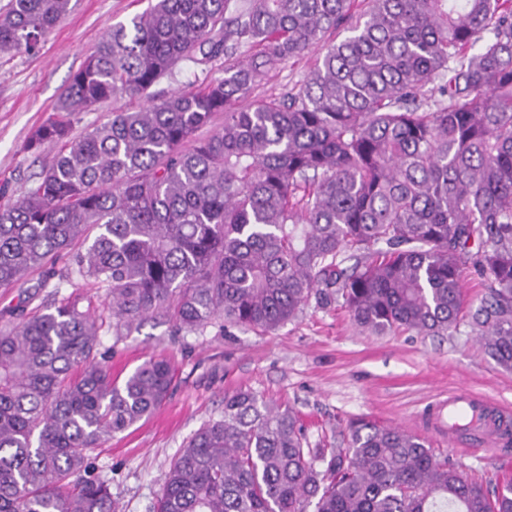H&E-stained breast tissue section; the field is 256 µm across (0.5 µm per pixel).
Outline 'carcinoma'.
Returning <instances> with one entry per match:
<instances>
[{"instance_id":"1","label":"carcinoma","mask_w":512,"mask_h":512,"mask_svg":"<svg viewBox=\"0 0 512 512\" xmlns=\"http://www.w3.org/2000/svg\"><path fill=\"white\" fill-rule=\"evenodd\" d=\"M71 2L8 0L0 58L39 53ZM337 30L299 84L254 95ZM187 58L224 60V77L150 94ZM125 97L146 105L71 137ZM46 142L54 163L0 209V288L37 270L104 288L116 336L153 314L269 330L312 296L376 335L440 336L472 270L473 325L512 369V0H152L107 30L24 149ZM101 320L73 293L0 327V512H118L93 453L163 404L173 369L154 357L112 377ZM311 505L512 512V489L367 420L346 447L311 448L292 410L241 390L179 450L152 512Z\"/></svg>"}]
</instances>
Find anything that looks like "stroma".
I'll list each match as a JSON object with an SVG mask.
<instances>
[{
	"instance_id": "35a3bbf8",
	"label": "stroma",
	"mask_w": 512,
	"mask_h": 512,
	"mask_svg": "<svg viewBox=\"0 0 512 512\" xmlns=\"http://www.w3.org/2000/svg\"><path fill=\"white\" fill-rule=\"evenodd\" d=\"M72 3L37 55L0 59V208L12 205L56 159V143H44L35 154L24 144L72 74L109 25L148 6V0ZM463 289V310L444 336L412 330L371 335L357 328L339 304L321 305L313 298L293 320L267 331L216 325L187 331L157 317L122 338L102 332V346L112 351L113 375L125 376L153 356L169 359L175 370L164 405L95 452L118 512H152L179 449L204 422L221 418L225 394L238 390L292 408L314 447L341 444L348 424L365 419L402 428L427 441L436 455L449 454L447 443L426 431L425 419L450 390L466 384L512 409V370L495 363L471 325L483 294L477 276H466ZM70 292L38 272L23 286L0 288V324ZM453 457L471 478L512 479V439Z\"/></svg>"
}]
</instances>
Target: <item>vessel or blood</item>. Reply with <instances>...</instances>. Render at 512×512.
<instances>
[{"mask_svg":"<svg viewBox=\"0 0 512 512\" xmlns=\"http://www.w3.org/2000/svg\"><path fill=\"white\" fill-rule=\"evenodd\" d=\"M433 433L447 435L449 447L491 448L512 433V412L467 387L449 393L432 410Z\"/></svg>","mask_w":512,"mask_h":512,"instance_id":"obj_1","label":"vessel or blood"}]
</instances>
